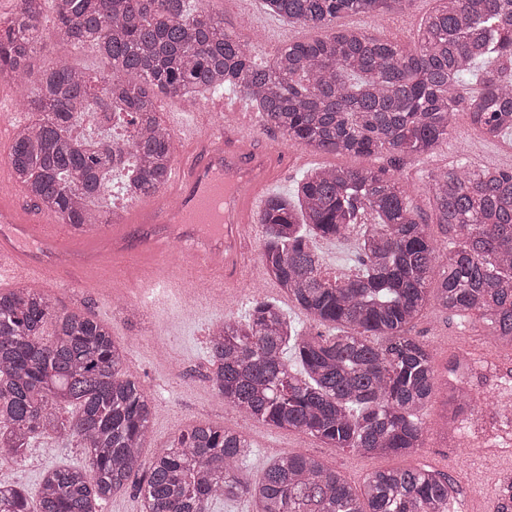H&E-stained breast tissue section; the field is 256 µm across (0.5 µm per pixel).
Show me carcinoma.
Here are the masks:
<instances>
[{
    "mask_svg": "<svg viewBox=\"0 0 512 512\" xmlns=\"http://www.w3.org/2000/svg\"><path fill=\"white\" fill-rule=\"evenodd\" d=\"M411 2L262 0L290 24L334 33L258 63L223 18L191 0H17L0 18L1 77H29L50 35L92 44L110 68L93 79L65 64L42 68L27 97L33 117L8 154L14 179L62 224L108 223L95 203L112 172L132 163L137 200L169 178L174 147L160 93L238 91L263 125L314 153L431 155L458 112L488 140L512 134V0H441L411 47L336 27L346 14L380 16ZM89 114L100 116L95 137L76 132ZM118 126L127 129L121 144L112 140ZM428 179L446 252L407 205L406 185L382 168L317 167L268 197L254 219L266 274L326 332L304 330L270 300L224 316L208 336L209 382L224 405L335 448L406 457L424 447L433 349L409 335L423 309L474 313L485 342L512 348V170L462 161ZM356 232L355 272L329 275L313 241ZM460 371L470 384L493 381L456 357L448 374ZM471 401L465 389L446 391L443 435L459 434L451 415ZM151 415L106 324L25 283L0 293V458L21 463L53 432L77 440L86 460L47 470L34 508L24 489L0 485V512H102L140 472L143 512H210L242 497L256 512H449L454 479L426 468L377 470L356 492L317 457L285 453L252 482L251 441L213 424L180 432L146 467Z\"/></svg>",
    "mask_w": 512,
    "mask_h": 512,
    "instance_id": "obj_1",
    "label": "carcinoma"
}]
</instances>
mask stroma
Wrapping results in <instances>:
<instances>
[{"label": "stroma", "mask_w": 512, "mask_h": 512, "mask_svg": "<svg viewBox=\"0 0 512 512\" xmlns=\"http://www.w3.org/2000/svg\"><path fill=\"white\" fill-rule=\"evenodd\" d=\"M437 0H413L404 10L382 16L367 17L349 14L339 19L342 27L358 28L368 34L407 45L412 41L421 21L435 10ZM206 10L222 15L224 26L245 40H253L256 30H263L264 42L258 43L257 53L266 56L269 47L291 40H310L327 36L324 28H303L276 20L264 14L259 0H206ZM49 60L63 62L89 75L105 73L108 64L91 45L78 48L50 37L44 40L33 60V69H40ZM204 97L193 99L159 95L158 106L163 122L173 133L200 123L199 108ZM454 130L448 143L435 154L420 156L404 163L393 164L390 155L352 156L337 159L331 155L307 154L302 166L288 170L273 189L284 192L292 188L304 170L344 163L352 167L374 166L388 169L408 187V203L426 224L433 237L441 232L435 219L432 197L426 188L427 175L467 159L471 164L490 169H512V137L494 142L486 141L473 127L465 113L454 118ZM247 273L240 288L229 291L224 303L210 299L194 301L192 316H185L180 299L143 310L140 319L127 321L114 306L109 294L93 286H61L52 289L59 307L84 312L107 324L112 338L126 349L127 367L139 377L153 400L151 427L143 450V461H151L160 448L181 430L214 423L226 429L248 435L254 445V455L247 467L249 479L261 478L263 467L276 457L288 453H309L341 472L354 488H362L374 471L401 465L429 467L447 471L452 458L466 454L472 457L471 469L454 473L458 488L449 508L451 512H497V491L503 482L512 478V459L484 450L483 445L494 426L490 422V406L512 399V391L495 387L482 389L478 402L482 404L483 424L475 427L474 438L449 441L436 432L440 399H433L422 421L427 430L424 448L418 454L400 459L373 456L350 449L333 448L302 433L278 430L258 422H244L239 415L224 406L208 381L209 362L206 345L209 328L228 314H243L255 299H281L276 284L266 275L258 249H251L243 258ZM411 336L431 344L433 365L438 380H446L448 361L453 356L468 355L473 360L489 361L500 375L512 370V351L491 348L478 331L461 328L456 318L440 309L427 307L410 327ZM83 456L76 444L64 443L51 435L38 439L23 463L0 459V484H19L29 494H36L43 469L82 463Z\"/></svg>", "instance_id": "35a3bbf8"}]
</instances>
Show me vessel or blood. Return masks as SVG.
Here are the masks:
<instances>
[{
	"mask_svg": "<svg viewBox=\"0 0 512 512\" xmlns=\"http://www.w3.org/2000/svg\"><path fill=\"white\" fill-rule=\"evenodd\" d=\"M167 183L146 201L114 210L107 233L90 229L82 244L66 227L16 192L0 195V280L25 268L31 280L85 284L89 272L124 283L138 272L147 284L179 293L203 271L241 282L252 244L249 221L297 152L253 147L237 125L189 127Z\"/></svg>",
	"mask_w": 512,
	"mask_h": 512,
	"instance_id": "1",
	"label": "vessel or blood"
}]
</instances>
